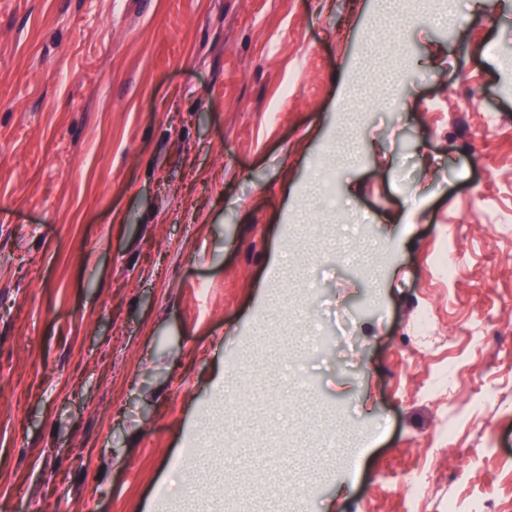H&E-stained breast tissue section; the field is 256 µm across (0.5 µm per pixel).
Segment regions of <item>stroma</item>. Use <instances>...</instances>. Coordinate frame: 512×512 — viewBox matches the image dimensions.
<instances>
[{
    "mask_svg": "<svg viewBox=\"0 0 512 512\" xmlns=\"http://www.w3.org/2000/svg\"><path fill=\"white\" fill-rule=\"evenodd\" d=\"M380 2L0 0V512H141L203 464L222 512H512V348L470 331H512V0Z\"/></svg>",
    "mask_w": 512,
    "mask_h": 512,
    "instance_id": "obj_1",
    "label": "stroma"
}]
</instances>
